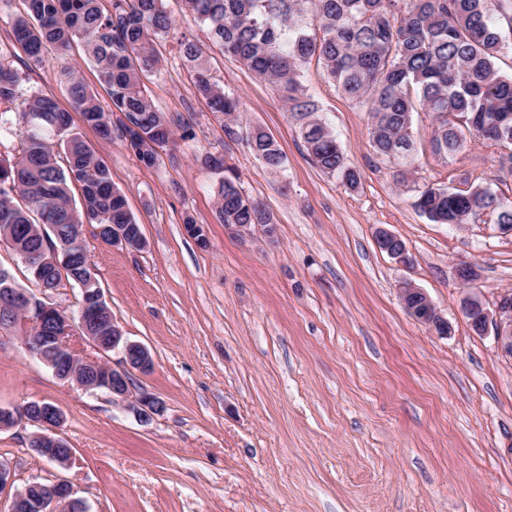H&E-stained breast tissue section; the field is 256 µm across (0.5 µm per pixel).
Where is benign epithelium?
<instances>
[{
    "label": "benign epithelium",
    "instance_id": "obj_1",
    "mask_svg": "<svg viewBox=\"0 0 512 512\" xmlns=\"http://www.w3.org/2000/svg\"><path fill=\"white\" fill-rule=\"evenodd\" d=\"M112 244L140 249L144 246V239L141 236L133 238L126 230L115 226L112 228ZM58 252L59 249L46 239L42 251L24 256L25 264L34 270V278L45 292H53L59 285L49 289L41 279L46 263L44 254L55 255ZM453 274L465 290L462 310L470 324L480 333L485 332L489 324H494L498 347L512 354V303L500 298L494 311H489L482 296L471 289L479 280L480 273L470 262L456 264ZM400 298L411 313L416 312L417 303H422L426 311L421 321L436 333L445 335L450 331L448 322L438 314L421 289L406 284L400 288ZM101 300V288L80 289L78 314L74 318L60 306L42 301L23 289L6 288L0 291V331L8 329L21 337L28 351L50 367L57 378L72 381L88 391L105 390L112 395V400L128 403L140 421L148 422L163 413L164 404L146 391L132 394L128 377L133 369H149V352L143 345L129 341L114 323L111 324L110 336H95L86 330L87 322L98 317V302ZM75 332L85 335L97 355H82L74 348L72 335ZM110 352L120 354L119 364L108 359ZM20 423L36 428L29 434V442L40 456L63 469L73 464L74 449L67 447L58 434L64 423L59 408L35 400L13 409H0V430ZM13 485L12 466L0 461V496L12 493L9 512H84L80 499L74 497L72 485L62 477L49 483L33 479L15 491L12 490Z\"/></svg>",
    "mask_w": 512,
    "mask_h": 512
}]
</instances>
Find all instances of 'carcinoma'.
Here are the masks:
<instances>
[{
    "label": "carcinoma",
    "mask_w": 512,
    "mask_h": 512,
    "mask_svg": "<svg viewBox=\"0 0 512 512\" xmlns=\"http://www.w3.org/2000/svg\"><path fill=\"white\" fill-rule=\"evenodd\" d=\"M205 28L207 39L238 59L257 77L283 92L311 160L324 172L339 174L347 188L359 184L333 133L316 117L318 105L307 93V65L317 60L325 76L349 99L368 106L369 137L381 156L413 162L412 114L430 112L438 125L434 151L444 158L461 153L473 139L512 146V73L497 60L512 49V0H184ZM26 12L10 26L12 41L28 63H42L47 46L66 59L72 43L85 47L88 60L106 86L111 107L70 67H63L73 107L83 123L105 138L116 133L142 162L153 165L173 142L169 121L152 103L143 78L158 70V42L172 29L165 0H25ZM183 62L194 71L197 94L209 110L225 118L224 130L239 135L241 101L213 80L205 46L180 38ZM23 77L0 61V125L14 112L21 133L19 153L0 155V233L24 251L42 247L32 227L56 224L47 232L68 241L76 224H133L124 195L112 185L104 161L54 98L22 92ZM252 153L274 171L287 158L260 126L246 128ZM207 164L223 173L218 185V216L224 224H271L272 215L239 190V176L221 156ZM81 185L75 201L69 185ZM415 207L437 224H468L491 211L497 223L512 224V201H503L493 183L462 191L427 186ZM50 278L82 287L88 270L77 263Z\"/></svg>",
    "instance_id": "1"
}]
</instances>
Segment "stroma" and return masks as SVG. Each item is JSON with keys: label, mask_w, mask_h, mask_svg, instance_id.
Masks as SVG:
<instances>
[{"label": "stroma", "mask_w": 512, "mask_h": 512, "mask_svg": "<svg viewBox=\"0 0 512 512\" xmlns=\"http://www.w3.org/2000/svg\"><path fill=\"white\" fill-rule=\"evenodd\" d=\"M166 8L173 28L145 85L174 142L148 166L73 112L65 64L110 101L83 45L66 61L50 51L28 66L9 38L25 2L0 0V55L24 88L70 112L141 226L142 249L107 245L90 229L84 245L114 323L152 356L148 371H132L134 390L165 404L142 423L108 394L57 379L20 340L0 338V407L58 406L77 457L61 469L30 447V426L2 430L0 461L12 464L15 487L64 477L86 512H512V356L494 331H473L452 274L458 262L476 265L475 288L494 308L512 293V234L492 213L459 227L414 206L424 186L491 179L512 200V173L500 168L507 149L474 141L443 158L432 149L433 115L416 112L415 164L399 177L370 144L366 107L312 63L305 85L317 117L361 175L346 190L311 161L276 87L208 45L215 80L243 101L242 125L263 126L286 155V171L272 172L198 96L177 39L204 33L183 0ZM210 154L237 168L243 192L272 213L273 235L220 223ZM188 216L206 246L187 233ZM381 228L402 239L409 265L380 251ZM405 282L429 296L448 335L407 313Z\"/></svg>", "instance_id": "1"}]
</instances>
